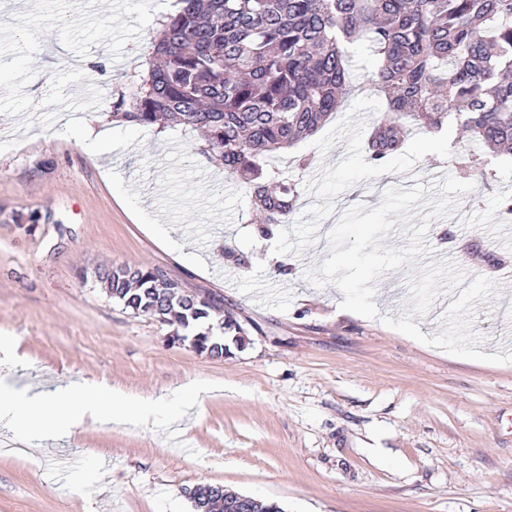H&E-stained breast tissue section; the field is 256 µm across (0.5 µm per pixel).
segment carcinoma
I'll return each mask as SVG.
<instances>
[{"label":"carcinoma","mask_w":512,"mask_h":512,"mask_svg":"<svg viewBox=\"0 0 512 512\" xmlns=\"http://www.w3.org/2000/svg\"><path fill=\"white\" fill-rule=\"evenodd\" d=\"M368 40L377 65L352 79L350 45ZM140 83L112 102V118L140 127L179 122L205 133L200 149L246 180L261 211L259 237L277 235L297 210V184L268 160L314 135L350 97L387 102L374 120V168L405 146L409 127L451 119L493 152L512 155V0H176L152 42ZM134 315L177 323L171 345L226 357L244 329L208 296H185L158 267L99 274ZM228 491L202 483L195 512H225Z\"/></svg>","instance_id":"obj_1"}]
</instances>
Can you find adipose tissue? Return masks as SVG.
<instances>
[{
  "label": "adipose tissue",
  "instance_id": "1",
  "mask_svg": "<svg viewBox=\"0 0 512 512\" xmlns=\"http://www.w3.org/2000/svg\"><path fill=\"white\" fill-rule=\"evenodd\" d=\"M117 404L124 405L133 418L145 421L151 415L144 405L129 401L105 381L85 380L57 387L48 394L0 393V417L8 419L17 434L33 440L48 428L61 436L78 423H106Z\"/></svg>",
  "mask_w": 512,
  "mask_h": 512
}]
</instances>
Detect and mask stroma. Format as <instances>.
I'll return each instance as SVG.
<instances>
[{"mask_svg": "<svg viewBox=\"0 0 512 512\" xmlns=\"http://www.w3.org/2000/svg\"><path fill=\"white\" fill-rule=\"evenodd\" d=\"M157 9L120 61L91 46L99 108L42 106L73 54L57 31L41 37L26 88L39 103L29 132L0 115V389L50 391L107 379L129 399L181 407L175 423H84L69 436L12 447L0 418V512H193L189 491L208 482L284 512H512V362L452 356L383 324L400 318L408 268L379 279L368 319L340 309L343 294L317 287L309 267L328 258L327 234L348 208L377 207L390 187L452 175L473 183L454 217L432 221L433 261L454 259L499 290L477 302L480 350L506 353L512 336V159L488 157L486 175H464L483 153L457 126L411 130L385 171L366 161L385 102L349 99L315 135L273 166L296 182L301 207L263 244L251 192L200 154V132L113 121L112 101L148 71ZM315 163L300 169L294 156ZM37 211L35 234L14 212ZM249 252L239 268L220 244ZM287 259L288 276L273 262ZM162 268L184 294L214 299L246 330L224 358L168 345L172 325L109 298L100 271Z\"/></svg>", "mask_w": 512, "mask_h": 512, "instance_id": "obj_1", "label": "stroma"}]
</instances>
